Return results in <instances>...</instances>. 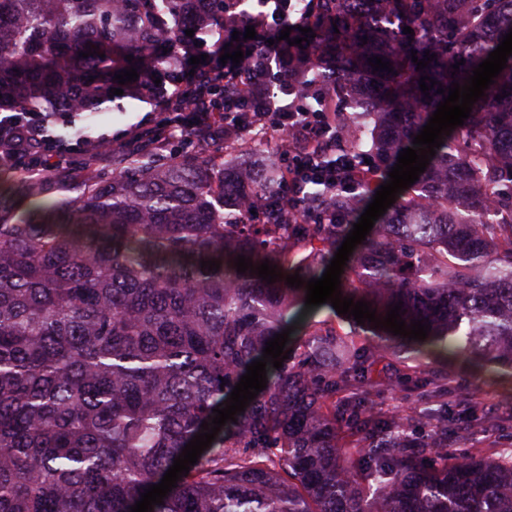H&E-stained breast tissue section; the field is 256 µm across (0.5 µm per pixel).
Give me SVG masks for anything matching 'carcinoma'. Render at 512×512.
I'll use <instances>...</instances> for the list:
<instances>
[{"label":"carcinoma","mask_w":512,"mask_h":512,"mask_svg":"<svg viewBox=\"0 0 512 512\" xmlns=\"http://www.w3.org/2000/svg\"><path fill=\"white\" fill-rule=\"evenodd\" d=\"M244 3L0 0V104L14 112H96L130 67L139 77L126 87L147 98L180 75L189 112L187 71L222 68L209 111L245 125L247 95L230 83L247 72L220 56L239 46L257 59L273 39L297 71L295 92L328 94L323 111L349 145L336 169H351L332 185L319 160L313 191L334 224H307V210L288 205L280 160L247 174L241 150H212L198 129L187 136L200 150L117 158L67 204L26 180L32 218L0 216V512H130L287 328L306 287L286 276L322 277L443 101L438 88L464 84L512 31V0H305L316 37L298 47L288 40L302 32L280 40ZM246 26L256 39L189 63L205 36ZM413 51L436 58L418 71ZM373 56L393 71H375ZM422 76L437 81L427 95ZM82 138L68 126L48 149ZM442 141L340 277L342 296L380 319L403 302L402 319L429 320L428 337L313 325L153 512H512V447L461 457L448 444L473 418L486 433L503 421L476 403L448 417V374L422 383L400 359L464 355L512 374V56ZM271 207L280 218L252 223ZM239 255L282 277L238 273ZM395 380L427 406L419 420L376 405Z\"/></svg>","instance_id":"1"}]
</instances>
